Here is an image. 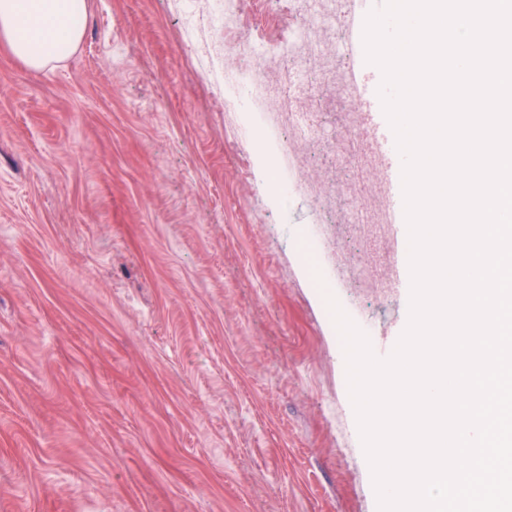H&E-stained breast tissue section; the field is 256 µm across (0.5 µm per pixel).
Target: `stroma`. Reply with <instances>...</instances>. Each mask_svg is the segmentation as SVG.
I'll return each mask as SVG.
<instances>
[{
    "mask_svg": "<svg viewBox=\"0 0 512 512\" xmlns=\"http://www.w3.org/2000/svg\"><path fill=\"white\" fill-rule=\"evenodd\" d=\"M75 51L41 70L0 46V512H378L332 292L376 342L409 293L394 240L353 225L341 166L260 112H226L215 71L291 40L297 0H88ZM321 134L357 102L319 93ZM369 275H342L360 251Z\"/></svg>",
    "mask_w": 512,
    "mask_h": 512,
    "instance_id": "obj_1",
    "label": "stroma"
}]
</instances>
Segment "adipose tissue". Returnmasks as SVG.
I'll return each instance as SVG.
<instances>
[{
  "mask_svg": "<svg viewBox=\"0 0 512 512\" xmlns=\"http://www.w3.org/2000/svg\"><path fill=\"white\" fill-rule=\"evenodd\" d=\"M87 22V0H0V44L33 70L69 56Z\"/></svg>",
  "mask_w": 512,
  "mask_h": 512,
  "instance_id": "adipose-tissue-1",
  "label": "adipose tissue"
}]
</instances>
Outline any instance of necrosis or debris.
<instances>
[{"instance_id":"obj_1","label":"necrosis or debris","mask_w":512,"mask_h":512,"mask_svg":"<svg viewBox=\"0 0 512 512\" xmlns=\"http://www.w3.org/2000/svg\"><path fill=\"white\" fill-rule=\"evenodd\" d=\"M350 0H301L300 22L294 39L281 49L278 59L279 79L269 84L258 73L264 51L253 47L250 63L225 70L224 90L237 112H273L275 119H287L288 134L279 148L289 152L298 142L317 141L320 131L309 110L316 102L323 80L317 62L326 47L335 45L343 36V17L350 9ZM359 119H351L326 150L342 159L346 171L344 185L351 205H358L363 185L367 150Z\"/></svg>"}]
</instances>
